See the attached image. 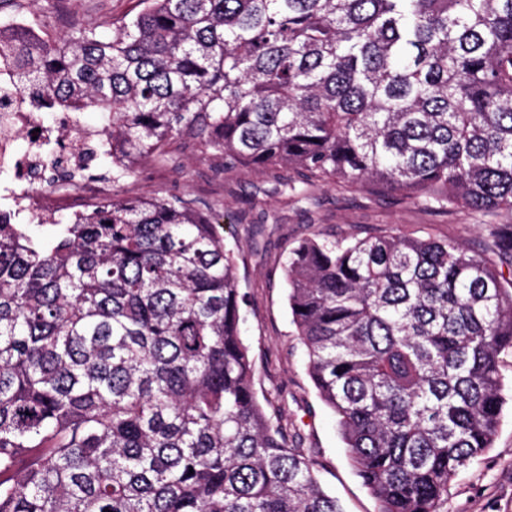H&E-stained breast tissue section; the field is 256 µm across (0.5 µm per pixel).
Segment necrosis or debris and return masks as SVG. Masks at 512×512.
Segmentation results:
<instances>
[{
	"label": "necrosis or debris",
	"instance_id": "1",
	"mask_svg": "<svg viewBox=\"0 0 512 512\" xmlns=\"http://www.w3.org/2000/svg\"><path fill=\"white\" fill-rule=\"evenodd\" d=\"M26 137L27 148L18 151L17 140ZM98 130L86 125L80 113H60L54 124H46L43 113L21 104L16 94L0 97V171L12 178L0 186V194L18 203L24 223L48 222L67 204L85 213L100 205L112 193V184L86 177V154L96 147ZM65 167L71 179L35 187L32 176L52 165Z\"/></svg>",
	"mask_w": 512,
	"mask_h": 512
}]
</instances>
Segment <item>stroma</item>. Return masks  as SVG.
<instances>
[{"label": "stroma", "instance_id": "stroma-1", "mask_svg": "<svg viewBox=\"0 0 512 512\" xmlns=\"http://www.w3.org/2000/svg\"><path fill=\"white\" fill-rule=\"evenodd\" d=\"M136 0H18L0 10V23L14 15L45 24L49 35L72 26H101L132 11ZM118 194L181 195L206 203L237 252V274L251 313L244 339L256 363L258 399H271L317 461V475L345 512H378V504L349 464L336 419L319 399L307 373L304 349L288 309L283 268L290 250L313 235L362 237L382 232L458 241L482 250L487 230L480 215L462 208L448 213L375 187L352 190L340 183L304 187L298 170H221L214 156L194 146L171 145L166 163L143 162L136 175L116 184ZM444 512H512V400H506L493 446L461 471L448 489Z\"/></svg>", "mask_w": 512, "mask_h": 512}]
</instances>
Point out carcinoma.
<instances>
[{
  "label": "carcinoma",
  "instance_id": "obj_1",
  "mask_svg": "<svg viewBox=\"0 0 512 512\" xmlns=\"http://www.w3.org/2000/svg\"><path fill=\"white\" fill-rule=\"evenodd\" d=\"M138 6L110 37L0 26V86L99 113L112 181L179 141L226 169L512 210V0ZM52 227L0 213V512H344L257 398L235 252L208 208L114 195ZM488 228L487 255L376 234L288 256L308 373L378 512H443L492 447L512 224Z\"/></svg>",
  "mask_w": 512,
  "mask_h": 512
}]
</instances>
